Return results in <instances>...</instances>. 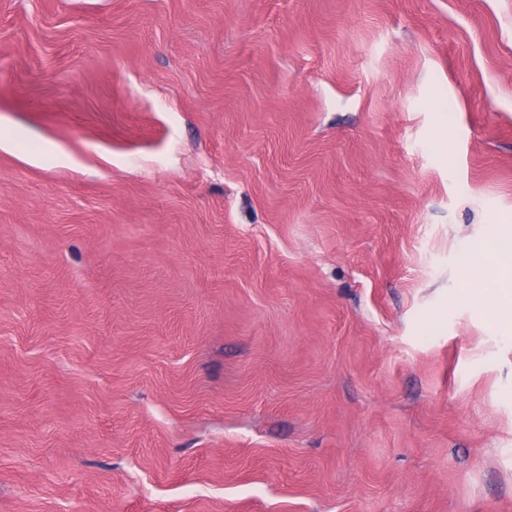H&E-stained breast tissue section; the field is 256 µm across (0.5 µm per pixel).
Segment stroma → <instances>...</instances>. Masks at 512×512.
Segmentation results:
<instances>
[{"instance_id": "obj_1", "label": "stroma", "mask_w": 512, "mask_h": 512, "mask_svg": "<svg viewBox=\"0 0 512 512\" xmlns=\"http://www.w3.org/2000/svg\"><path fill=\"white\" fill-rule=\"evenodd\" d=\"M512 0H0V512H512Z\"/></svg>"}]
</instances>
